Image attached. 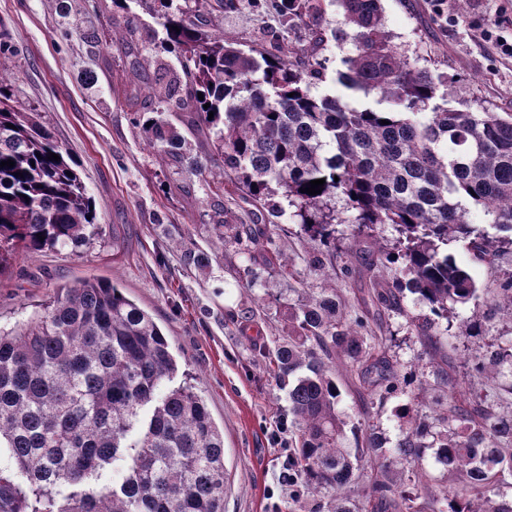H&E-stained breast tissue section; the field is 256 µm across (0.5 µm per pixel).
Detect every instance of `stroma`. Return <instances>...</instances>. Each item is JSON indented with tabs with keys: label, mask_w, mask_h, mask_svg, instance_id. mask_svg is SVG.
<instances>
[{
	"label": "stroma",
	"mask_w": 512,
	"mask_h": 512,
	"mask_svg": "<svg viewBox=\"0 0 512 512\" xmlns=\"http://www.w3.org/2000/svg\"><path fill=\"white\" fill-rule=\"evenodd\" d=\"M394 45L420 66L446 74L450 98L460 109L479 105L512 112V55L495 41L512 44V0H381ZM225 38L241 48L264 46L279 30L276 13L241 8L218 17ZM135 24L146 59L131 71L114 33ZM72 32L70 39L60 29ZM492 30L494 42L482 37ZM0 33L14 50L16 97L42 112L56 140L78 164L95 204L98 229L90 244L45 250L21 260L0 280V326L26 321L55 288L87 279H108L148 311L162 327L178 362L172 386L191 383L224 430V512H325L323 494L299 498L279 483L286 454L270 435L288 421V394L275 380L263 350L277 344L289 308L326 287L306 261L311 242L290 210L274 216L278 245L296 268L294 278L250 261L243 247L222 244L220 222L248 224L249 205L214 194L219 170L190 173L188 163L152 154L134 113L151 104L147 88L158 68L179 70L174 54L161 49L164 33L147 0H0ZM445 254L466 268L480 288L496 287L512 271V249L494 262H477L465 242ZM206 265H197V255ZM403 314L384 324L390 356L416 368L423 385L444 370L455 392L480 396L499 413H512V372L496 381L466 373V361L489 345L512 347V311L488 313L484 301L456 306L435 319L433 341L420 329L428 305L405 294ZM483 333L469 336L471 320ZM413 389L372 397L342 388L338 409L348 426L373 425L386 450L407 432L398 410L412 403Z\"/></svg>",
	"instance_id": "obj_1"
}]
</instances>
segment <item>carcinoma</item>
<instances>
[{
  "instance_id": "1",
  "label": "carcinoma",
  "mask_w": 512,
  "mask_h": 512,
  "mask_svg": "<svg viewBox=\"0 0 512 512\" xmlns=\"http://www.w3.org/2000/svg\"><path fill=\"white\" fill-rule=\"evenodd\" d=\"M153 2L162 48L181 70L170 79L158 75L157 107L135 115L155 155L185 159L188 141L166 114L188 113L190 126L210 139L204 160H193L195 171L222 168L232 193L261 216L282 212L272 200L280 190L301 231L319 243L308 263L326 278L336 276V226L352 225L359 238L379 224L398 233L392 249L356 256L369 270L381 262L394 269L391 280L368 289L373 313L352 321L336 289L323 288L288 308L284 336L268 353L278 377H294L288 411L297 426L291 445L301 488L329 494V512H353L348 492L370 466L380 477L358 503L360 512L383 500L397 512L445 505L448 512H512V499L498 488L512 475V448L504 447L512 442V416L482 400L445 396L444 373L418 402L443 424L436 454L460 478L441 496L410 488L411 476L396 468L420 459L431 434L428 416L401 410L408 431L389 459L369 426L351 429L356 448L344 447L348 432L336 411L338 360L373 391L411 384L412 372L395 367L383 346V318L402 312L404 291L438 317L479 300L470 273L442 253L448 242H465L479 261L512 246V113L437 103L447 78L398 50L380 0H339L354 54L338 82L352 93L378 95L384 108L314 91L325 63L322 0H272L283 17L271 35L276 53L245 52L215 28V13L235 11L243 0H202L193 10L175 0ZM301 27L307 37L289 57L281 43ZM127 33L121 46L137 68V30ZM9 54L5 40L0 162L15 166L0 167V278L20 259L88 243L97 223L70 153L41 113L17 104ZM52 153L60 160L48 159ZM316 179L325 180L321 193L301 192ZM473 210L502 235L470 224ZM229 237L261 248L278 276L294 277L269 225L237 224L232 235L220 234L224 242ZM493 302L512 310L511 271ZM507 365L512 349L491 345L472 370L495 380ZM177 371L159 325L109 280L59 288L20 330L0 329V512H224V432L192 387L159 394ZM118 461L122 479L104 483L103 472Z\"/></svg>"
}]
</instances>
